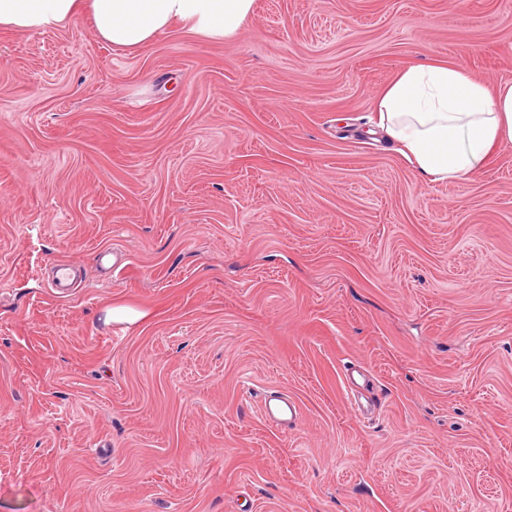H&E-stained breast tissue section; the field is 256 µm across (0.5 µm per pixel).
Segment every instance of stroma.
<instances>
[{"mask_svg": "<svg viewBox=\"0 0 512 512\" xmlns=\"http://www.w3.org/2000/svg\"><path fill=\"white\" fill-rule=\"evenodd\" d=\"M435 60L512 82V0L0 30V512H512V143L428 183L369 133ZM283 396L274 397L272 394L266 396L259 406L261 414L266 420L277 427L288 428L296 423L299 412L297 403L288 399L287 396L286 398Z\"/></svg>", "mask_w": 512, "mask_h": 512, "instance_id": "stroma-1", "label": "stroma"}]
</instances>
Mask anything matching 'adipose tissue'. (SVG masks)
Wrapping results in <instances>:
<instances>
[{"mask_svg":"<svg viewBox=\"0 0 512 512\" xmlns=\"http://www.w3.org/2000/svg\"><path fill=\"white\" fill-rule=\"evenodd\" d=\"M255 0H0V28L20 32L64 26L88 11L98 38L134 53L174 26L213 40L233 39ZM396 150L427 182L464 180L492 149L512 143V83L488 87L458 63L400 70L376 103Z\"/></svg>","mask_w":512,"mask_h":512,"instance_id":"ef3b65f1","label":"adipose tissue"}]
</instances>
